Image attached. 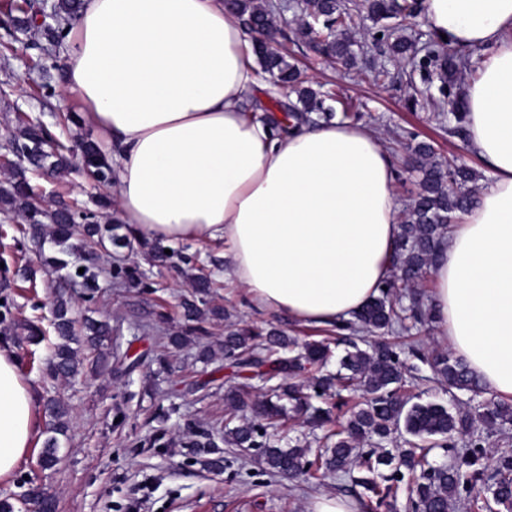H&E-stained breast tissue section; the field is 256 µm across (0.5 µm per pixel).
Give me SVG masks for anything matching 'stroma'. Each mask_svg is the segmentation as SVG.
Returning a JSON list of instances; mask_svg holds the SVG:
<instances>
[{
    "label": "stroma",
    "instance_id": "1",
    "mask_svg": "<svg viewBox=\"0 0 512 512\" xmlns=\"http://www.w3.org/2000/svg\"><path fill=\"white\" fill-rule=\"evenodd\" d=\"M272 2L292 62L312 85L340 93L354 102L356 111L368 115L370 127L381 134L395 165L404 162L403 133L411 130L433 142L439 155L461 156L478 174L476 188L486 187L489 169L459 138L443 130L429 104L430 98L440 95V79H428L426 70L396 62L387 45H373L368 20L349 32L355 65L331 63L297 39L302 16L298 0ZM40 55L24 36L8 47L0 46V128L28 116L42 121L69 145L72 152L66 172L32 171L28 178L45 209H54L61 198L80 208L88 205L90 196H111L112 185L95 182L84 171L79 143L95 138L96 133L71 122V115L80 110L78 101L60 89L54 96H41ZM22 226L19 217L0 213V260L7 266L0 271V281L11 283L7 295L18 318H35L45 324L52 317L56 292L68 286L63 273L38 269L40 252H52V244L40 248L30 243L24 251L15 249ZM173 249L196 256L197 267L216 283L209 299L223 307L224 316L203 324L211 360H199L196 343L173 348L164 342L186 326L179 303L190 288L180 266L153 265L145 249L137 245L110 252L94 248L98 287L90 301L83 288L72 289L73 316L79 322L88 316L108 322L114 344L140 364L130 371L115 363L96 378L53 379L44 372L53 336L37 344L15 346L22 374L35 387L37 401L53 396L67 402L71 424L60 440L59 460L50 470L39 465L45 436L35 433L15 473L0 479V499L18 497L27 481L49 489L56 512H308L319 494L349 497L351 476L288 480L271 474L254 448L224 446L223 461L217 467L195 462L187 423H196L205 431L222 430L224 388L239 382L224 358L225 334L243 323L263 331L278 329L302 342L323 339L324 333L256 309L244 291L225 283L222 268L210 262L211 257L222 256L223 244L180 242ZM24 263L37 267L35 281L15 274V267ZM116 263L146 272L150 288L117 286L110 276Z\"/></svg>",
    "mask_w": 512,
    "mask_h": 512
}]
</instances>
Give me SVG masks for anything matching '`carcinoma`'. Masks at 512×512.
<instances>
[{"mask_svg": "<svg viewBox=\"0 0 512 512\" xmlns=\"http://www.w3.org/2000/svg\"><path fill=\"white\" fill-rule=\"evenodd\" d=\"M239 16L243 26L254 35V52L262 72L278 89H292L297 101L281 104L285 118L291 123H277L278 133H291L300 125L329 119L333 109L325 105L328 95L308 84L300 69L288 59V54L270 52L265 44L278 37L280 31L271 8L262 0H224ZM82 0H51L44 5L39 0H9L0 12V26L7 35L23 31L38 36L42 43L33 46L61 45L70 31L72 20L81 8ZM50 10L55 22L51 26L38 23L42 8ZM302 11L314 19H323L329 33L322 39L305 26L301 37L320 55L345 65L355 63L352 41L348 36L352 18L340 0H302ZM362 7L374 23L398 16L415 18L422 4L406 5L400 0H363ZM390 40L393 56L405 59L418 53L416 41L404 36L391 37V27L383 26L372 32V38ZM442 44L431 40L421 47L425 51L421 67L439 69L442 98L437 104L439 115L448 118V133L467 137L464 106L454 92V79L467 69L471 58L481 55L474 49L464 55L442 53ZM0 138L13 156L11 176L0 187V211L17 213L27 224L25 233L40 246L51 242L57 255L43 257V265L67 270L66 277L90 291L97 279L95 267L85 263L86 243L75 237L74 221L81 216L84 236L109 240L118 247H128L127 237L113 233L110 224H100L97 211L78 214L69 205L60 203L47 212L31 188L26 173L31 169L61 173L68 169L70 149L54 139L46 128L33 119H18V124L4 128ZM87 174L99 183L111 179V168L100 149L91 141L82 148ZM409 170L417 173L418 190L407 208L405 220L391 256L392 275L379 285V294L353 315V319L336 324V337L346 345L334 375L321 374L331 357V351L321 341L307 343L297 350L296 338L278 330L266 333L252 328L231 330L224 336V359L234 373H250L261 382L265 396L251 400L246 386L225 390L227 413L224 434L217 438L208 431L194 432L191 447L197 456L206 458L213 467L221 457L218 441L238 448H257L264 463L274 474L293 478L317 477V474H347L357 466L369 477L354 483L370 495L356 497L359 512H372L373 503H381L383 490L376 478L400 482L409 476L410 512H452L455 508L472 509L479 503L494 504L503 512H512V451L487 452V433L512 422V405L501 400L479 399L483 389L479 378L459 359L445 354H431L418 342L399 350L383 339L398 332L408 333L424 322H434L435 311L425 303L423 293L413 290L436 265L442 241L450 225L466 211L475 207L477 191L473 184L477 174L463 163L443 162L428 141H418L410 147ZM84 269L78 273V269ZM111 276L123 284L147 288L148 277L137 268L117 265ZM194 294L184 298L180 306L184 317L197 325L185 329L182 336H172L169 342L180 346L203 332L198 323L209 316L223 314L220 307L208 306L211 281L199 274L192 279ZM0 324L10 327L18 343H37L42 330L32 320L15 318L8 301L0 304ZM52 328L55 343L46 367L50 377L75 378L82 374L81 348H98L112 340V328L92 320L75 329L70 301L61 293L53 310ZM428 366L435 379L455 390L470 394L475 402L471 410L453 414L438 403L412 402L404 394L406 376L419 372L418 364ZM309 375V381L300 377ZM317 396H333V390L351 389L360 393L357 403L346 419L325 436L323 449L308 458V449L298 445L282 449L275 445V432L292 417L305 415L315 426L331 422V410L309 403L306 388ZM46 439L40 454V466L54 467L59 451L58 436L66 433L70 408L64 401L51 398L44 404ZM409 438H404V435ZM436 448L454 452L451 465L437 464L430 459ZM22 498H35L55 508L54 498L40 485L28 483Z\"/></svg>", "mask_w": 512, "mask_h": 512, "instance_id": "obj_1", "label": "carcinoma"}]
</instances>
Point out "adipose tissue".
I'll return each mask as SVG.
<instances>
[{"mask_svg":"<svg viewBox=\"0 0 512 512\" xmlns=\"http://www.w3.org/2000/svg\"><path fill=\"white\" fill-rule=\"evenodd\" d=\"M447 44L490 56L466 95L492 181L432 270L439 340L487 394L512 395V0H424ZM63 91L101 136L129 233L224 244V278L258 309L332 327L377 295L400 231L396 171L363 123L277 135L247 112L252 41L224 0H83ZM35 396L0 343V478L26 456Z\"/></svg>","mask_w":512,"mask_h":512,"instance_id":"obj_1","label":"adipose tissue"}]
</instances>
